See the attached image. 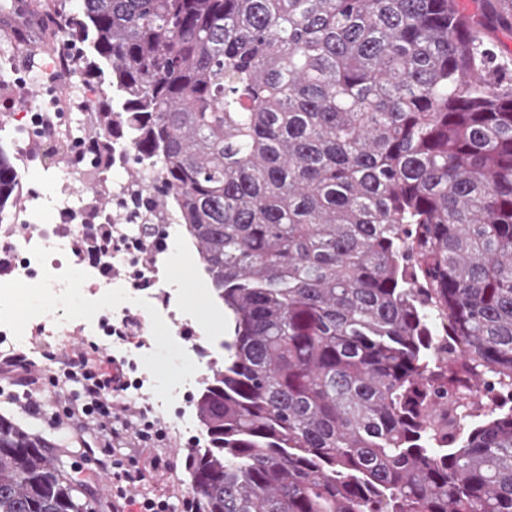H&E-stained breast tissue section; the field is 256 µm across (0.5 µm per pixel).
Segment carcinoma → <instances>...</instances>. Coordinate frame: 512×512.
I'll use <instances>...</instances> for the list:
<instances>
[{
	"label": "carcinoma",
	"mask_w": 512,
	"mask_h": 512,
	"mask_svg": "<svg viewBox=\"0 0 512 512\" xmlns=\"http://www.w3.org/2000/svg\"><path fill=\"white\" fill-rule=\"evenodd\" d=\"M81 2L3 9L68 19L86 150L132 145L224 305L199 512H512V0ZM60 447L0 414V512H87Z\"/></svg>",
	"instance_id": "carcinoma-1"
}]
</instances>
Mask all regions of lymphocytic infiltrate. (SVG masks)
<instances>
[{"instance_id":"1","label":"lymphocytic infiltrate","mask_w":512,"mask_h":512,"mask_svg":"<svg viewBox=\"0 0 512 512\" xmlns=\"http://www.w3.org/2000/svg\"><path fill=\"white\" fill-rule=\"evenodd\" d=\"M47 359L56 366L52 383L64 389V419L91 436L83 454L93 461L95 476L106 478L112 512H126L134 504L139 512H171L174 491L169 485L139 500L132 495L147 477L166 469L167 460L159 451L165 437L147 404L123 397L128 388L123 362L81 345L49 352ZM126 447L132 456L123 455Z\"/></svg>"}]
</instances>
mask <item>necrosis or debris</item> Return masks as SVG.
I'll return each mask as SVG.
<instances>
[{
    "label": "necrosis or debris",
    "instance_id": "4bbe7bcc",
    "mask_svg": "<svg viewBox=\"0 0 512 512\" xmlns=\"http://www.w3.org/2000/svg\"><path fill=\"white\" fill-rule=\"evenodd\" d=\"M90 107L89 100L67 94L50 99L44 111L19 113L18 167L25 171L41 164L36 141L49 131L61 134L66 113ZM89 196L81 185L58 193L56 219L46 223L39 199L21 186L15 206L0 213V251L11 257L8 270L0 273V358L20 353L34 362L41 358L43 339L87 334L105 340L114 328L139 320L150 336L128 349L136 378L127 397L147 400L156 419L175 421L186 444L200 446L199 433L178 401L220 360L223 338L209 318L196 317L193 295L181 288L176 274L181 263L200 272L194 245L175 210L145 211L127 193L115 199L124 221L114 222L111 211L100 207L89 220ZM94 223L111 225L112 263L122 268V275L105 274L99 263L78 252ZM146 251L152 256L147 263L141 260ZM20 296L30 303L25 327L12 312ZM160 346L174 357L172 369L161 376L152 368Z\"/></svg>",
    "mask_w": 512,
    "mask_h": 512
}]
</instances>
